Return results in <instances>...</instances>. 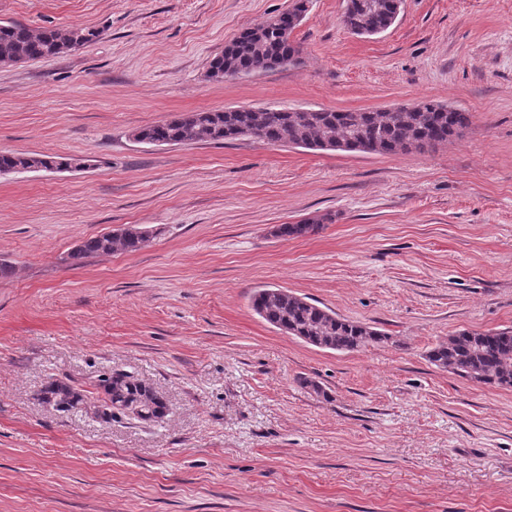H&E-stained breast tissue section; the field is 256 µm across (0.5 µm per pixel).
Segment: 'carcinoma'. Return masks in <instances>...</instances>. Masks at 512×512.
<instances>
[{"instance_id": "carcinoma-1", "label": "carcinoma", "mask_w": 512, "mask_h": 512, "mask_svg": "<svg viewBox=\"0 0 512 512\" xmlns=\"http://www.w3.org/2000/svg\"><path fill=\"white\" fill-rule=\"evenodd\" d=\"M390 2L346 0L343 23L356 35L371 27H389ZM290 15L291 11L280 13L254 29L243 31L224 46V52L211 59L209 75L222 78L226 71L249 75L299 63L301 46L292 37L296 26ZM69 40L67 28L32 31L21 24H0V59L29 61L55 57L63 53ZM471 118L469 112L433 101L414 103L408 112H299L269 106L179 115L139 129L138 137L142 143L156 145L222 144L256 137L272 145L384 155L399 150H435L463 137ZM64 161V157L44 154L0 152V169L25 165L48 168ZM326 221V217H316L298 224H282L278 235H314ZM148 241L149 236L129 230L110 237L100 234L83 240L68 253V259L80 265L89 257L107 256L118 250L136 252ZM252 308L274 328L322 349L353 352L386 339L380 331L345 319L286 289L256 290ZM427 358L434 366L472 382L512 388V327L455 332L432 348ZM40 399L58 411L84 413L104 421L123 416L156 423L170 411L168 399L154 386L129 372L114 369L101 374L90 390L78 388L68 377L51 376Z\"/></svg>"}]
</instances>
